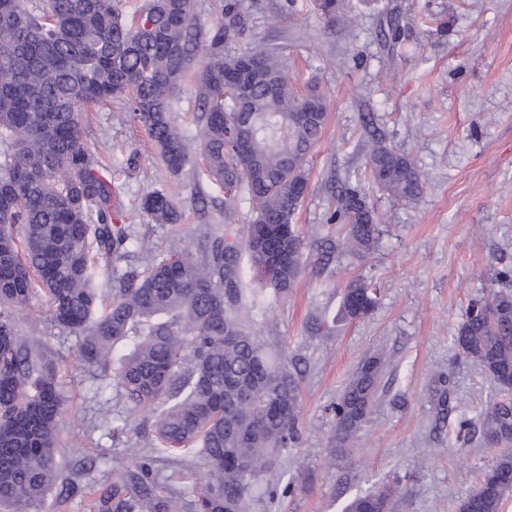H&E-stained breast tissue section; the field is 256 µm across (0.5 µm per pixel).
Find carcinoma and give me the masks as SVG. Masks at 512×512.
I'll return each instance as SVG.
<instances>
[{
  "label": "carcinoma",
  "mask_w": 512,
  "mask_h": 512,
  "mask_svg": "<svg viewBox=\"0 0 512 512\" xmlns=\"http://www.w3.org/2000/svg\"><path fill=\"white\" fill-rule=\"evenodd\" d=\"M328 23L345 0H314ZM197 0H0V505L42 512L77 497L87 512H173L175 484L161 479L159 455L196 450L204 481L186 512H247L259 477L300 438L301 386L286 355L257 336L249 312L288 293L310 264L294 224L308 188V158L326 125L322 90L288 74L287 46L239 51L253 26L243 0H222L204 26ZM402 28L386 17L379 36L392 50ZM193 76V137L170 117ZM123 98L161 162L177 177L190 163L224 190L222 230L202 233L197 250L151 251L106 287V268L128 253L130 234L102 157L84 142L82 112ZM368 179L398 201L422 192L426 177L379 137L367 149ZM252 224L230 223L238 195ZM155 224H176L173 195L155 189L141 201ZM326 223L339 225L345 249L368 253L379 217L357 188L336 197ZM252 280L246 283L244 259ZM52 319L79 339L86 368L103 374L122 399L150 412V453L112 473L77 482L53 465L59 441L60 365L47 341L23 336L18 311L38 292ZM376 294L360 279L343 290L339 314L362 319ZM454 342L505 395L490 403L482 437L512 442V295L496 293L467 309ZM387 361L363 359L332 408L336 452L358 438L374 411ZM512 488V451L497 457L458 512H500ZM383 484L349 499L342 512H391Z\"/></svg>",
  "instance_id": "1"
}]
</instances>
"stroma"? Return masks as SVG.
<instances>
[{
  "mask_svg": "<svg viewBox=\"0 0 512 512\" xmlns=\"http://www.w3.org/2000/svg\"><path fill=\"white\" fill-rule=\"evenodd\" d=\"M244 2L254 9V38L284 35L290 75L315 79L329 99L296 216L309 253L328 232L332 182L357 183L364 170L363 114L427 178L409 203L365 185L382 217L374 252L336 250L327 264H310L288 295L254 312L258 335L298 363L302 431L273 471L294 494L275 504L253 495L251 512H342L355 494L381 483L395 489L394 512H457L498 455L479 435L497 387L459 356L454 336L472 302L512 292V281L497 276L512 267V0H378L376 9L352 10L333 27L312 0L283 10L280 0ZM385 12L404 27L391 51L379 40ZM85 140L129 207V263L144 265L151 249L195 247L198 225L223 224V190L191 166L170 175L123 102L88 112ZM161 187L173 190L182 212L172 226L151 223L138 209ZM354 278L375 291V309L360 321H335ZM17 318L22 334L47 339L66 366L59 465L78 477L111 478L146 450L144 411L128 412L115 386L82 364L77 338L54 325L46 295ZM376 351L391 360L380 403L349 453L332 459L330 408ZM443 405L445 424L437 420ZM461 415L474 429L466 443L452 425Z\"/></svg>",
  "mask_w": 512,
  "mask_h": 512,
  "instance_id": "1",
  "label": "stroma"
}]
</instances>
